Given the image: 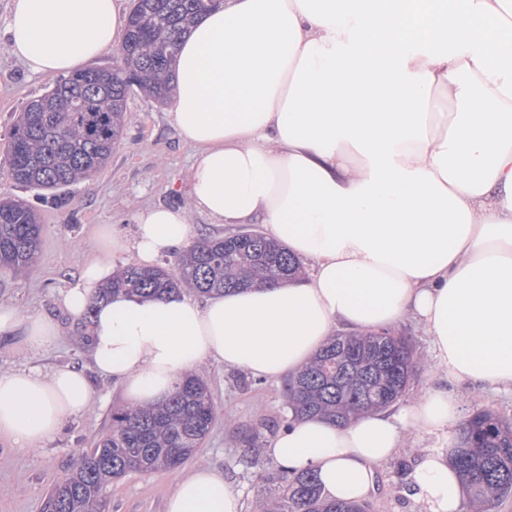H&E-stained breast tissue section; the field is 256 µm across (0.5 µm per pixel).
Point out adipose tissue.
<instances>
[{
    "mask_svg": "<svg viewBox=\"0 0 512 512\" xmlns=\"http://www.w3.org/2000/svg\"><path fill=\"white\" fill-rule=\"evenodd\" d=\"M126 0H11L7 51L55 78L124 39ZM170 114L194 147L192 209L133 214L126 242L98 232L100 258L60 292L90 318L94 369L135 405L165 401L217 360L261 379L301 369L336 326L379 331L412 316L437 371L512 393V0H220L182 35ZM267 224L314 271L304 281L200 300L99 298L126 254L142 266L191 244V211ZM55 343L53 318L0 303V337ZM99 397L81 369L0 372V438L38 452ZM459 404L425 388L397 413L298 419L269 454L363 500L407 432L448 433ZM423 512H462L445 454L418 458ZM223 473L176 477L166 512H242Z\"/></svg>",
    "mask_w": 512,
    "mask_h": 512,
    "instance_id": "adipose-tissue-1",
    "label": "adipose tissue"
}]
</instances>
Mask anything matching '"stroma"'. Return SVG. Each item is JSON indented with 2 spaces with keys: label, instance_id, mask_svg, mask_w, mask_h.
I'll return each instance as SVG.
<instances>
[{
  "label": "stroma",
  "instance_id": "1",
  "mask_svg": "<svg viewBox=\"0 0 512 512\" xmlns=\"http://www.w3.org/2000/svg\"><path fill=\"white\" fill-rule=\"evenodd\" d=\"M56 84L55 79L29 75L23 65L0 46V169L10 150L12 127L24 106ZM192 150L173 127L167 105L140 89H131L121 143L109 162L90 177L62 190L60 199L41 197L0 177V198L12 197L32 205L43 226L36 260L15 273L0 269V302L15 305L23 314H43L60 326L61 336L50 347L29 349L22 336L0 339V372L23 365L50 371L65 365L88 367V321H72L57 305L61 288L95 256L96 229L111 225L125 239H133V212L164 204L190 207L187 173ZM396 330L414 344L419 363L412 376L411 392L425 387L445 388L460 401L463 414L478 409L494 412L512 423V396L480 386L455 383L431 365L427 338L410 317ZM217 409L216 422L197 455L178 473L186 475L201 465L223 471L245 503L246 512H257L259 500L273 494L280 484V466L268 454L273 428L286 425L284 380L256 381L246 372L218 363L199 371ZM102 405L69 418L61 432L35 455L17 451L0 438V512H44L47 496L58 478L69 470L78 453L108 432L112 411L126 406L122 389L111 379L90 372ZM256 444H249L251 433ZM441 437L409 434L406 445L376 468V489L369 499L373 512H421L411 500L406 478L416 453L438 450ZM175 473V474H178ZM175 474L130 473L114 481L106 492L104 512H165V502Z\"/></svg>",
  "mask_w": 512,
  "mask_h": 512
}]
</instances>
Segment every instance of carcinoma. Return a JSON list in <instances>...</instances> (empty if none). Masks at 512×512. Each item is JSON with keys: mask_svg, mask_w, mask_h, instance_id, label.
<instances>
[{"mask_svg": "<svg viewBox=\"0 0 512 512\" xmlns=\"http://www.w3.org/2000/svg\"><path fill=\"white\" fill-rule=\"evenodd\" d=\"M208 8L205 0H137L121 46V63L111 69L72 74L38 97L45 112L26 106L11 133L7 175L22 187L52 191L91 175L110 156L123 134L126 100L134 86L158 101L171 93L177 41ZM42 234L35 210L11 199L0 205V268L22 270L37 255ZM301 262L268 236L202 239L165 265L125 268L100 296L125 292L145 297L179 292L202 294L274 285L301 273ZM416 352L405 336L386 333L332 337L285 383L292 419L345 421L398 402L409 390V365ZM215 421L204 380L188 375L159 406H129L112 412L109 432L79 453L52 488L45 508L93 512L108 484L135 471L171 470L201 447ZM453 461L470 495V512H491L512 491V425L493 412L477 410L460 424ZM285 484L260 502L259 512H371L367 502L330 501L311 472L283 469Z\"/></svg>", "mask_w": 512, "mask_h": 512, "instance_id": "1", "label": "carcinoma"}]
</instances>
